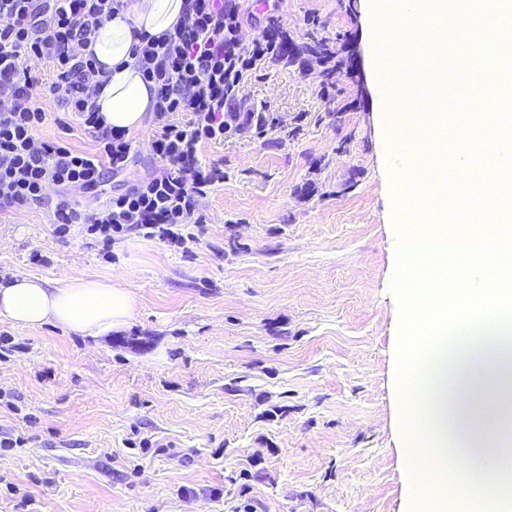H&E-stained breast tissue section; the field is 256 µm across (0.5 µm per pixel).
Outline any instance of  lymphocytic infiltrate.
<instances>
[{
  "label": "lymphocytic infiltrate",
  "mask_w": 512,
  "mask_h": 512,
  "mask_svg": "<svg viewBox=\"0 0 512 512\" xmlns=\"http://www.w3.org/2000/svg\"><path fill=\"white\" fill-rule=\"evenodd\" d=\"M121 0H0V209L37 206L47 187L93 193L105 172H124L135 155L127 130L101 123L95 97V58L83 57L103 19L115 16ZM185 22L174 32L148 38L136 47V64L156 85L154 111L160 125L150 142L162 169L129 191L112 196L93 214L69 200L54 212V232L84 225L103 247L134 232L180 246L194 242L193 225L203 223L198 199L224 180L223 168L204 163L202 144L225 135L261 128L259 112H245L238 92L249 74L270 63L288 62L290 35L265 31L250 51L239 43L236 0H184ZM48 63L53 80L42 86L21 67V59ZM53 96L71 122L93 133L94 152H81L58 137L38 134L48 119L39 96ZM187 121H177V114Z\"/></svg>",
  "instance_id": "lymphocytic-infiltrate-1"
}]
</instances>
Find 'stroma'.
Wrapping results in <instances>:
<instances>
[{"mask_svg":"<svg viewBox=\"0 0 512 512\" xmlns=\"http://www.w3.org/2000/svg\"><path fill=\"white\" fill-rule=\"evenodd\" d=\"M240 21L243 46L277 28L339 41L349 65L242 85L266 126L201 147L224 181L189 249L56 236L54 191L0 213V276L109 278L137 300L95 337L0 319V512H414L372 0H242ZM157 126L100 197L160 170Z\"/></svg>","mask_w":512,"mask_h":512,"instance_id":"35a3bbf8","label":"stroma"}]
</instances>
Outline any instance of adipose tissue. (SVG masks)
<instances>
[{
    "label": "adipose tissue",
    "instance_id": "adipose-tissue-1",
    "mask_svg": "<svg viewBox=\"0 0 512 512\" xmlns=\"http://www.w3.org/2000/svg\"><path fill=\"white\" fill-rule=\"evenodd\" d=\"M183 0H126L103 20L88 47L109 77L97 99L104 125L135 131L155 103V85L146 81L132 56L141 35L174 31L183 19ZM132 292L109 279L48 280L14 274L0 280V318L21 327L47 323L82 335L125 326L136 311Z\"/></svg>",
    "mask_w": 512,
    "mask_h": 512
}]
</instances>
